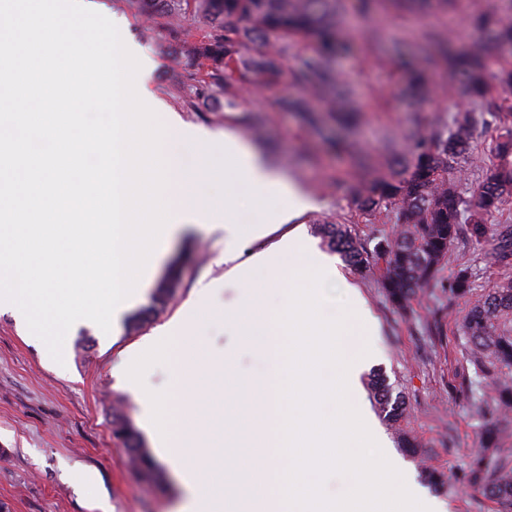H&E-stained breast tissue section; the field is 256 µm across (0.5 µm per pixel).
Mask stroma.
<instances>
[{
  "label": "stroma",
  "instance_id": "1",
  "mask_svg": "<svg viewBox=\"0 0 512 512\" xmlns=\"http://www.w3.org/2000/svg\"><path fill=\"white\" fill-rule=\"evenodd\" d=\"M491 0H455L448 14L413 11L388 4L384 17L358 18L356 0H336V23L351 26L352 47L332 61V68L350 87L349 107L357 114L343 124L339 113L325 109L324 97L310 96L305 84L281 80L261 85L259 93L236 89L237 108L216 111L191 106L178 91L187 70L197 62L174 57L164 16L145 19L125 0H91L93 10L125 21V35L141 55L153 62L150 89L165 108L162 124L171 115L220 136L233 130L261 152L284 178L300 185L316 200L313 210L299 221L308 237L318 238L322 224H342L364 247L377 238L392 236L399 224L394 212L371 219L361 216L354 190L371 176L388 172L418 139L433 131L454 132L461 109L448 95L452 74L430 75V93L419 102L408 89L397 65L400 54L424 56L426 36L436 30L452 31L461 44H487L492 67L502 62L491 45L490 32L473 23L475 14ZM309 97L318 109L316 123L279 108L282 94ZM359 150L370 170L358 168L351 156ZM222 227L187 225L163 249L155 278L171 266L180 269L181 286L165 309L139 329L122 323L117 336L105 338L90 325L71 327L65 337V368H57L43 354L42 342L26 330L19 312L0 310V512H178L185 494L180 474L142 436L144 450L158 464L153 480H143L125 450L112 438V414L122 412L133 428L141 426L136 397L119 387L113 366L139 348L155 330L178 319L200 303L206 315L195 323V340L207 361L221 363L233 355L235 369L246 379L262 372L263 357L224 321L225 307L238 304L243 290L230 276L224 260ZM337 267L365 302L375 325V336L344 337L347 352L370 345L377 360L359 380L360 393L370 413L378 407L371 391L373 374H381L405 401L404 421L381 422L386 456L402 461L416 481L435 470L447 485L428 494L445 503L448 512H496L497 506L461 479L471 455L481 446L484 422L477 410L486 394L475 374L472 351L459 325L470 302L449 295L448 285L461 266H471L475 295L500 282L512 280V262L498 261L491 243L475 244L460 235L448 253L436 281L424 288L404 311L392 307L380 285L377 268L357 270L344 260ZM212 447L196 455L198 480L215 498L231 496L237 484L225 471L222 451L238 436L213 408L206 427ZM418 445H404L405 435ZM89 484H81L80 476Z\"/></svg>",
  "mask_w": 512,
  "mask_h": 512
}]
</instances>
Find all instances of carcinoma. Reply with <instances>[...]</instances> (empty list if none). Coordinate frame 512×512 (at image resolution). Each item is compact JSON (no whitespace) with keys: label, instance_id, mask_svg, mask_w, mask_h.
I'll return each instance as SVG.
<instances>
[{"label":"carcinoma","instance_id":"obj_1","mask_svg":"<svg viewBox=\"0 0 512 512\" xmlns=\"http://www.w3.org/2000/svg\"><path fill=\"white\" fill-rule=\"evenodd\" d=\"M136 10L180 19L192 16L202 25L191 33L181 26L168 31L171 40L187 54L207 62V68L186 74L183 91L207 104L217 100L234 82L258 84L277 76L285 69V49L269 50L265 41L304 40L312 53L304 63L301 80L312 89L330 91L336 101L347 97L346 83L333 73L329 59L350 50L351 44L340 37L330 20L335 0H127ZM477 25L495 34L503 48H512V10L495 6L476 19ZM429 38L437 53L415 62L422 72L444 64L457 72L459 85L452 88L459 96L476 101L487 91L485 75L486 49L475 44L459 51L454 41ZM498 135L484 161L481 180L465 198L453 181V171L471 158V139L485 124L484 110L476 107L461 113L457 129L451 135L431 134L412 147L403 164L384 176L362 184L356 192L358 210L374 216L384 210L397 212L405 229L400 234L382 238L372 252L357 245L340 224H324L319 234L328 248L339 253L345 262L358 269L372 257L381 265V288L391 305L398 310L410 306L413 295L430 286L461 230L481 243L494 242V253L501 261L512 258V225L500 224L493 229L487 220L498 212L505 198L512 196V104L494 113ZM179 279L173 275L156 289L152 304L133 318L138 326L159 314L174 296ZM450 292L467 298L473 292L471 272L458 270ZM512 318V281L488 290L472 304L461 323V332L473 350L480 353L475 361L476 373L484 380L499 372H512V332L506 321ZM373 394L383 418L398 422L404 417L403 397L380 377L372 380ZM512 407V386H498L496 396L482 399L481 409L488 415L483 429L484 448L472 458L468 484L512 512V461L501 454L499 431L493 416L502 408ZM112 435L141 473L152 476L155 461L144 451L139 436L122 414L113 415Z\"/></svg>","mask_w":512,"mask_h":512}]
</instances>
